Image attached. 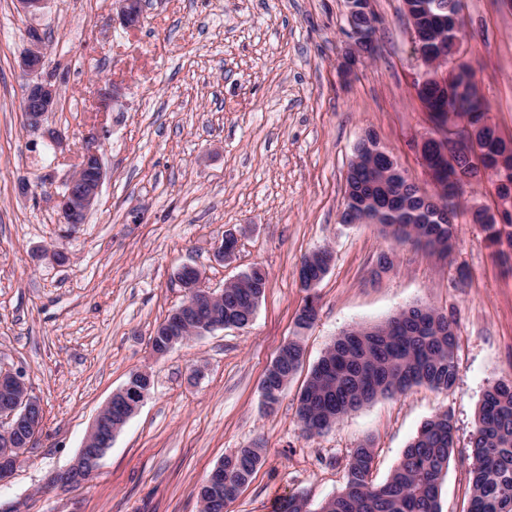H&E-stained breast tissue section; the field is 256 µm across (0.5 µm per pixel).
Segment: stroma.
Instances as JSON below:
<instances>
[{"label": "stroma", "mask_w": 512, "mask_h": 512, "mask_svg": "<svg viewBox=\"0 0 512 512\" xmlns=\"http://www.w3.org/2000/svg\"><path fill=\"white\" fill-rule=\"evenodd\" d=\"M48 0L37 17L0 0V364L23 368L44 404L43 433L0 483V512H199L198 490L225 456L259 445L265 461L226 512H274L307 494L312 512L344 484L353 448L372 441L383 482L421 424L448 412L455 448L442 512H468L470 437L485 391L512 378V271L471 218L496 208L491 176L467 186L445 258L395 246L374 224H345V179L357 142L374 133L409 182L431 185L417 142L432 124L414 79L424 69L404 0H373L374 59L344 78V0H144L140 26L115 0ZM45 39L43 77L60 90L43 128L21 110L30 26ZM466 62L496 127L512 135V0H465ZM113 92L100 111L101 92ZM102 135L104 181L85 224L59 221L53 195L89 132ZM38 180L20 195L21 179ZM238 237L231 259L214 250ZM326 247L317 316L298 330L309 292L297 271ZM58 251L65 262L48 254ZM392 264L380 268L381 254ZM197 266L218 291L252 266L268 286L250 326L191 339L157 357L149 338L186 297ZM413 305L458 322L455 387L418 386L352 412L319 436L297 416L307 370L341 332ZM304 347L303 368L274 411L261 381L279 347ZM200 378H193L196 366ZM149 371L147 399L117 434L99 473L77 489L48 487L76 456L100 408L130 375Z\"/></svg>", "instance_id": "obj_1"}]
</instances>
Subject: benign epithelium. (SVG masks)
Here are the masks:
<instances>
[{
	"label": "benign epithelium",
	"mask_w": 512,
	"mask_h": 512,
	"mask_svg": "<svg viewBox=\"0 0 512 512\" xmlns=\"http://www.w3.org/2000/svg\"><path fill=\"white\" fill-rule=\"evenodd\" d=\"M141 0H118V11L122 23L127 27L137 24L140 17ZM419 57L425 70L416 80L418 85L434 79L440 84L459 72L462 63L461 48L451 55L439 51H428L422 47V37L413 14H408ZM349 38L341 73L350 76L365 58L364 39L354 27L346 30ZM30 47L20 60V66L34 77L26 89L22 101L26 126L38 128L46 113L53 110L59 96V89L52 81L41 77L45 63L43 37L39 29L28 31ZM503 143L504 150L497 157L502 170L512 165V139L495 132ZM436 141L444 145L438 158V168L453 167L452 149L464 146L476 158L480 145L476 132L469 126L447 129L433 126V132L423 137L418 145L420 156H425L426 145ZM83 164L69 176L62 190L54 198V207L61 224H82L88 212L94 207L104 179V170L98 149V140L90 138L80 155ZM238 239L228 233L215 249L219 260L231 258L237 249ZM182 282L187 284L188 299L179 306L166 323V346L154 349L161 356L170 352L177 344L187 342L184 332L194 331L199 337L207 332L224 328V319L216 310L223 302L224 291L215 292L201 286V272L192 265L181 267L178 272ZM151 387V376L146 370L137 371L128 382L113 393L112 397L96 414L74 462L66 469L56 472L51 483L64 488H76L88 483L99 471L101 461L112 446L118 427L112 425V409H117L118 421H128L141 407ZM43 427V406L39 397L32 392L26 374L19 368L6 367L0 371V481L9 477L19 455L40 436Z\"/></svg>",
	"instance_id": "7a95c632"
}]
</instances>
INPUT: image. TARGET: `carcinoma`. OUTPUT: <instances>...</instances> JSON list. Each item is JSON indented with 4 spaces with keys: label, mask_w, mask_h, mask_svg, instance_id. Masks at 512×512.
<instances>
[{
    "label": "carcinoma",
    "mask_w": 512,
    "mask_h": 512,
    "mask_svg": "<svg viewBox=\"0 0 512 512\" xmlns=\"http://www.w3.org/2000/svg\"><path fill=\"white\" fill-rule=\"evenodd\" d=\"M423 18L445 19V24L423 31L429 48L447 51L461 42L457 0H406ZM448 93L457 99L450 112L440 111L442 90L425 88L431 120L449 127L464 121L479 126V135L489 148L483 169L465 158L457 162L454 192L441 197L421 192L406 178L385 175L392 163L383 156L385 148L372 135L361 139L355 151L372 163L350 171L346 177L344 210L359 222L380 223V232L396 244L414 243L446 256L456 241L454 219L462 193L460 188L489 171L503 182L502 199L512 197V174L495 168L498 143L485 125L489 106L477 97L474 74L466 66ZM474 223L482 225L493 245L503 242L512 248V217L503 212L496 220L485 208L472 211ZM244 284L224 289V319L244 324V314H254L265 293L268 274L260 267L244 273ZM456 321L429 306H413L383 324L352 329L326 349L311 368L299 395L297 414L304 432L320 435L348 413L378 397L402 395L426 385L450 391L458 379L455 359ZM303 348L298 339L281 346L274 360L277 371L262 390L264 405L279 403L288 381L301 368ZM454 451V426L448 413L428 419L404 450L388 478L374 484L369 479L374 460L372 443L352 449L345 465L340 491L325 500L319 512H441L442 481ZM265 449L239 448L224 457V500L207 499L205 512H220L250 482L262 465ZM473 458L469 512H512V378L499 380L485 392L478 412V425L471 437ZM279 512H312L307 495H290L280 503Z\"/></svg>",
    "instance_id": "1"
}]
</instances>
